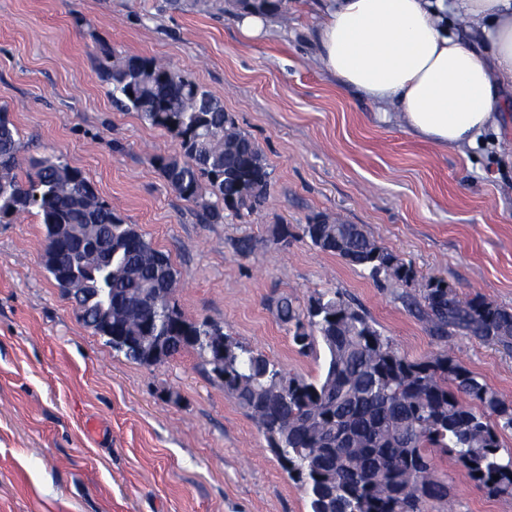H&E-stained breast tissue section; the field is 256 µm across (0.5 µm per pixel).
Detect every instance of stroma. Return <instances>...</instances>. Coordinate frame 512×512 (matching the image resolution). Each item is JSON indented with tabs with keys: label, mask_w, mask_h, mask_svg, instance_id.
I'll return each mask as SVG.
<instances>
[{
	"label": "stroma",
	"mask_w": 512,
	"mask_h": 512,
	"mask_svg": "<svg viewBox=\"0 0 512 512\" xmlns=\"http://www.w3.org/2000/svg\"><path fill=\"white\" fill-rule=\"evenodd\" d=\"M245 39L234 0H0V107L18 128L19 176L56 153L177 271L175 301L286 371L323 377V346L299 353L275 315L328 290L353 300L401 354L448 352L512 396V351L441 340L415 313L430 279L512 309V112L477 148L447 152L381 121L317 58L302 0ZM165 60L222 100L261 147L266 198L203 223L157 156L180 141L113 108L103 56ZM362 225L409 264V285L375 281L304 237L311 218ZM249 252H242L241 241ZM36 213L0 224V512H310L255 422L194 351L157 366L113 352L43 268ZM97 431H89V423ZM449 496L425 512H512L450 457L432 454Z\"/></svg>",
	"instance_id": "35a3bbf8"
}]
</instances>
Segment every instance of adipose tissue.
I'll use <instances>...</instances> for the list:
<instances>
[{"label": "adipose tissue", "mask_w": 512, "mask_h": 512, "mask_svg": "<svg viewBox=\"0 0 512 512\" xmlns=\"http://www.w3.org/2000/svg\"><path fill=\"white\" fill-rule=\"evenodd\" d=\"M317 57L383 119L443 149L477 147L512 108V0H316ZM463 17L478 38L448 32Z\"/></svg>", "instance_id": "obj_1"}]
</instances>
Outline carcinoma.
<instances>
[{
    "instance_id": "cac0c4a2",
    "label": "carcinoma",
    "mask_w": 512,
    "mask_h": 512,
    "mask_svg": "<svg viewBox=\"0 0 512 512\" xmlns=\"http://www.w3.org/2000/svg\"><path fill=\"white\" fill-rule=\"evenodd\" d=\"M261 13L282 15L283 0H236ZM112 104L136 112L180 140L178 155L154 163L169 185L202 209L209 224L224 208L252 212L271 186L259 145L241 131L224 104L172 67L140 56L101 65ZM20 134L0 107V223L32 210L45 227L89 224L107 243L112 263L99 287L112 289V350L146 366L158 347L165 358L188 349L215 373L210 337L216 325L191 320L176 306V271L138 228L112 211L64 155H44L19 178ZM303 235L324 252L368 270L374 279L405 285L412 267L379 246L358 224L317 218ZM81 257L59 250L43 267L62 292L58 273L80 267ZM278 320L294 327L293 342H319L327 357L323 378L292 376L265 355L224 337V391L257 423L271 453L309 499L310 512H424L448 497L429 452L440 449L496 498H512V452L499 431L512 430V399L478 380L445 352L414 362L401 356L349 300L324 292L304 309L290 297L276 302ZM432 335L462 334L512 350V310L481 297L462 300L441 278H432L417 303Z\"/></svg>"
}]
</instances>
